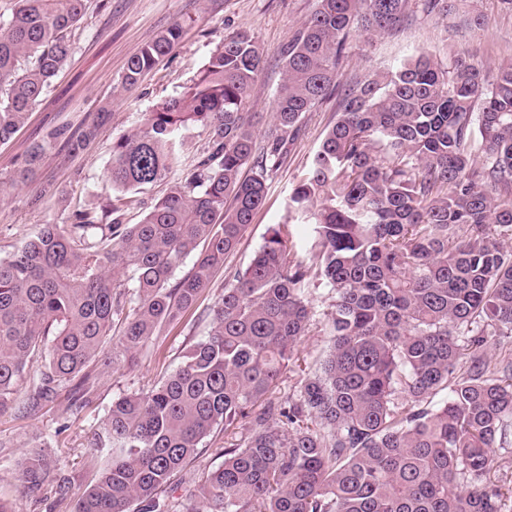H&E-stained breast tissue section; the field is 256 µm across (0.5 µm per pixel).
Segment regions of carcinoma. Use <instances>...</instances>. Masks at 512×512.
<instances>
[{"mask_svg":"<svg viewBox=\"0 0 512 512\" xmlns=\"http://www.w3.org/2000/svg\"><path fill=\"white\" fill-rule=\"evenodd\" d=\"M107 2L0 4L1 144L71 60L90 7ZM410 2L316 0L283 50L275 124L261 142L249 108L263 50L245 30L226 35L183 91L113 143L111 196L0 259V414L26 378L28 412L62 385L86 400L89 366L105 371L160 347L198 305L306 113L339 100L289 194L288 222L271 225L249 264L224 278L207 331L159 385L112 401L94 433L93 451L106 456L74 512H164L165 487L218 429L223 461L182 512H512L489 478L492 449L512 444V62L489 79L474 60L438 64L419 52L340 86L351 33L393 28ZM417 2L432 13L462 0ZM181 35L174 24L132 56L121 88ZM107 118L103 106L76 138L51 131L12 181L30 180L61 138L80 154ZM193 126L205 133L197 147L178 139ZM169 176L166 195L137 198ZM46 197L68 202L48 182L31 204ZM291 221L313 225L307 262ZM312 285L332 294L330 348L283 400L276 387L310 333ZM488 336L499 337L495 359ZM21 483L43 501L69 489L47 453L26 459Z\"/></svg>","mask_w":512,"mask_h":512,"instance_id":"1","label":"carcinoma"}]
</instances>
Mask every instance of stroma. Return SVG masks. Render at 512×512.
<instances>
[{
    "label": "stroma",
    "instance_id": "obj_1",
    "mask_svg": "<svg viewBox=\"0 0 512 512\" xmlns=\"http://www.w3.org/2000/svg\"><path fill=\"white\" fill-rule=\"evenodd\" d=\"M314 8L315 0H110L106 9L89 12L71 63L53 80L26 125L0 144V259L19 250L42 225L64 221L56 199L32 206V197L44 184L53 183L61 192L86 203L111 195L106 172L113 142L138 128L144 114L158 103L179 93L224 36L241 29L250 31L263 48L262 70L252 91L251 120L257 132L267 130L284 73L282 49ZM478 15L484 19L480 27L473 23ZM176 22L183 27V37L172 53L137 87L120 90L128 58ZM418 50L443 63L457 54L470 55L492 69L511 61L512 6L505 0H465L459 10L446 15L418 12L391 32L354 35L340 79L364 80L385 73ZM104 105L109 106L111 115L86 151L72 155L55 146L31 181L23 185L9 182L16 160L49 130L64 126L70 134L79 135ZM336 110L331 99L306 114L299 138L289 146L281 168L269 177L265 201L226 259L225 271L245 268L263 244L269 225L286 221L290 189L333 125ZM308 297L315 321L301 347L298 365L279 381L278 392L284 398L297 395L302 379L318 368L330 344L324 315L331 308L332 295L326 288L313 287ZM206 324V319L186 315L169 329L160 348L147 349L132 362L112 368L102 377L96 396L78 403L68 414L59 411L71 393L66 385L56 400L44 403L37 413L15 410L0 415V499L10 501L14 512H74L76 499L95 477L98 465L88 448L113 399L152 388L180 364ZM223 445V433L205 438L197 457L165 493L170 512H180L203 476L219 465L218 450ZM40 451L53 454L71 481L68 494L50 506L25 494L19 479L25 459Z\"/></svg>",
    "mask_w": 512,
    "mask_h": 512
}]
</instances>
